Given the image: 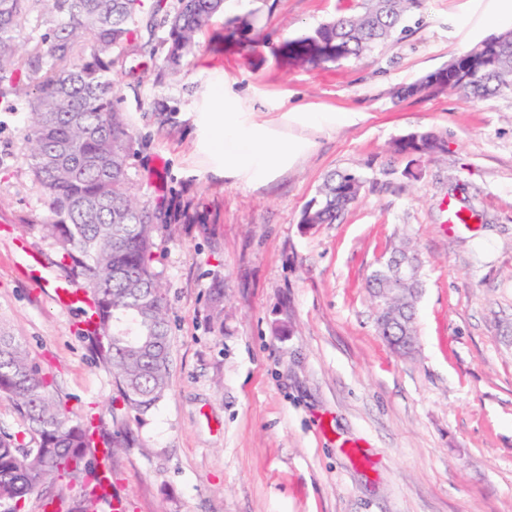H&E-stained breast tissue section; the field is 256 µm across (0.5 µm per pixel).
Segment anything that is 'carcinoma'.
<instances>
[{
    "instance_id": "cac0c4a2",
    "label": "carcinoma",
    "mask_w": 512,
    "mask_h": 512,
    "mask_svg": "<svg viewBox=\"0 0 512 512\" xmlns=\"http://www.w3.org/2000/svg\"><path fill=\"white\" fill-rule=\"evenodd\" d=\"M420 0H361L359 9L328 20L285 42L289 57L314 66L336 63L326 52L343 48L341 60L357 58L391 39ZM224 0H0V112L22 111V142L32 181L46 207L42 231L59 247L60 266L86 283L97 358L120 386L124 403L152 410L168 385L169 326L162 285L154 272L157 212L142 202L129 180L133 132L116 106L112 81L115 53L143 34L166 29L162 73L176 78L198 35ZM45 33L19 44L30 18ZM246 22L228 18L224 41L239 42ZM473 47L450 63L448 90L463 88L479 99L512 93V32L496 62L461 86L456 71L470 67ZM355 174L325 176L307 203L303 224H332L360 194ZM396 270L385 265L368 288L387 304L394 321L377 325L391 350L410 356L416 349L413 296L403 290L379 296ZM0 399L9 401L23 430L0 428V505L20 512L21 504L57 480L75 491L67 501L45 496L52 512H94L108 502V460L127 443V432L98 441L93 416L75 418L52 391L49 377L27 349L0 326Z\"/></svg>"
}]
</instances>
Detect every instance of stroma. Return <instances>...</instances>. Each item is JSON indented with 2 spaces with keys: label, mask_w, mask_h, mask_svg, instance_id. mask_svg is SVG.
I'll list each match as a JSON object with an SVG mask.
<instances>
[{
  "label": "stroma",
  "mask_w": 512,
  "mask_h": 512,
  "mask_svg": "<svg viewBox=\"0 0 512 512\" xmlns=\"http://www.w3.org/2000/svg\"><path fill=\"white\" fill-rule=\"evenodd\" d=\"M357 0H225L174 81L137 45L112 71L134 132L131 177L158 208L153 267L171 327L166 392L147 413L57 307L53 240L37 230L20 114L0 112V323L71 415L131 437L112 456L126 512H512V94L404 95L512 30L497 0H421L401 32L320 68L280 45ZM250 23L224 41V19ZM239 131L223 136L220 114ZM436 133L443 151L394 141ZM296 151L268 166L252 141ZM361 177L333 224L300 217L324 177ZM476 212L449 225L446 205ZM415 244L426 283L414 358L394 354L365 288L391 245ZM43 263L25 265L19 243ZM224 313L214 317V289Z\"/></svg>",
  "instance_id": "stroma-1"
}]
</instances>
